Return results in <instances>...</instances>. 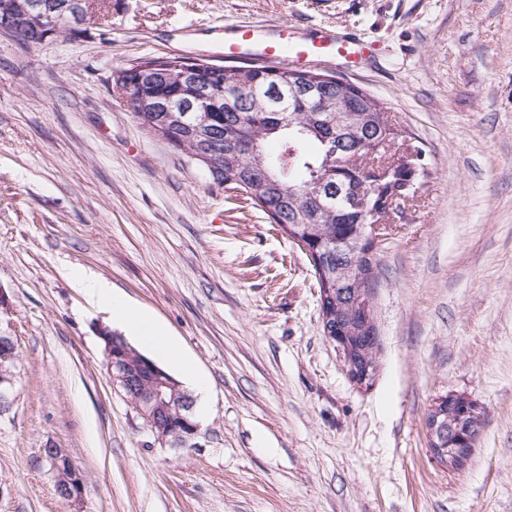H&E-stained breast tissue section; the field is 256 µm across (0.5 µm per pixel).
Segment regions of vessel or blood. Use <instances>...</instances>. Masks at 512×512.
Listing matches in <instances>:
<instances>
[{"label": "vessel or blood", "mask_w": 512, "mask_h": 512, "mask_svg": "<svg viewBox=\"0 0 512 512\" xmlns=\"http://www.w3.org/2000/svg\"><path fill=\"white\" fill-rule=\"evenodd\" d=\"M236 33V40L224 46L225 56L259 55L267 60L302 65L332 53L345 66L354 67L375 51L373 42L358 36L344 37L326 31L309 38L285 24L277 26L276 34L271 38L249 25L238 26Z\"/></svg>", "instance_id": "1"}]
</instances>
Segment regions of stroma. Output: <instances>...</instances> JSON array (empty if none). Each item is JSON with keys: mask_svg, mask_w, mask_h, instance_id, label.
Returning <instances> with one entry per match:
<instances>
[{"mask_svg": "<svg viewBox=\"0 0 512 512\" xmlns=\"http://www.w3.org/2000/svg\"><path fill=\"white\" fill-rule=\"evenodd\" d=\"M372 40L316 70L386 103L419 176L377 246L373 384L322 331L305 255L111 84L149 57L224 61L235 25ZM76 39L0 34V512H512V0H112ZM150 312L207 380L194 448L155 443L112 385L105 313L75 279ZM484 408L468 466L427 451L432 400ZM17 352L13 337L0 327V408L8 410L16 384ZM45 456L50 461L52 469L55 473L56 486L60 487L59 494L67 501L78 506V510L81 511V505L84 497V483L85 478L83 474L76 469L71 467L68 473L64 471V468L60 465L62 456V450L58 448H48L44 451Z\"/></svg>", "mask_w": 512, "mask_h": 512, "instance_id": "stroma-1", "label": "stroma"}]
</instances>
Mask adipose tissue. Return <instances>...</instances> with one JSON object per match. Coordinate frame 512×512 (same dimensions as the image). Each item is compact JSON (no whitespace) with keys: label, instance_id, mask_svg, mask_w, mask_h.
Segmentation results:
<instances>
[{"label":"adipose tissue","instance_id":"ef3b65f1","mask_svg":"<svg viewBox=\"0 0 512 512\" xmlns=\"http://www.w3.org/2000/svg\"><path fill=\"white\" fill-rule=\"evenodd\" d=\"M76 284L84 289L91 303L103 307L111 319L123 325L142 347L166 359L185 379L194 382L199 394H206L207 388L203 381L197 380L193 363L187 359L179 344L153 318L115 299L111 288L105 283L89 282L80 278Z\"/></svg>","mask_w":512,"mask_h":512}]
</instances>
